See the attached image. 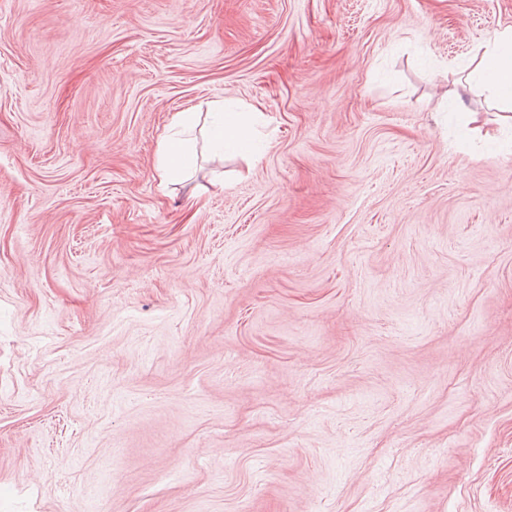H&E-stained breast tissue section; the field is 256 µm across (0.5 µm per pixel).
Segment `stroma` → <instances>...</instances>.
Returning a JSON list of instances; mask_svg holds the SVG:
<instances>
[{"instance_id":"35a3bbf8","label":"stroma","mask_w":512,"mask_h":512,"mask_svg":"<svg viewBox=\"0 0 512 512\" xmlns=\"http://www.w3.org/2000/svg\"><path fill=\"white\" fill-rule=\"evenodd\" d=\"M510 27L0 0V512H512ZM217 102L251 152L160 183ZM480 64L496 87L512 86V33L497 35L485 47ZM187 162L186 140L173 136L163 138L159 149V162L156 168L160 182L178 180Z\"/></svg>"}]
</instances>
